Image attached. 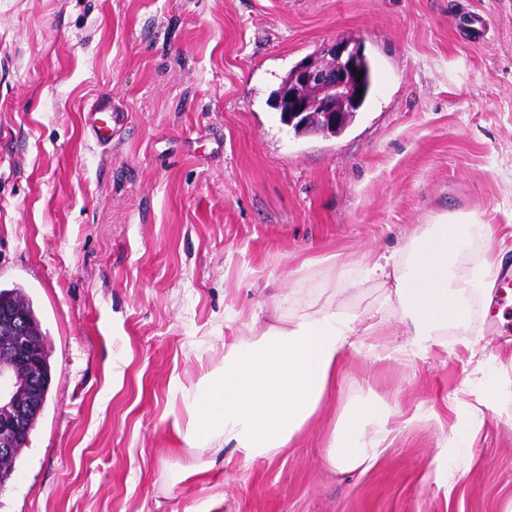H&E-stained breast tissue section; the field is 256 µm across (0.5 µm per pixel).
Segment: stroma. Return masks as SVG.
<instances>
[{"mask_svg":"<svg viewBox=\"0 0 512 512\" xmlns=\"http://www.w3.org/2000/svg\"><path fill=\"white\" fill-rule=\"evenodd\" d=\"M339 37L368 101L295 135L272 93ZM103 95L127 111L106 149L83 121ZM459 215L512 220V0H0V289L30 297L51 366L0 512H512V294L404 358L365 275ZM336 268L377 330L294 447H188L182 388L269 294ZM371 399L388 448L330 469L342 407Z\"/></svg>","mask_w":512,"mask_h":512,"instance_id":"1","label":"stroma"}]
</instances>
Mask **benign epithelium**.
I'll list each match as a JSON object with an SVG mask.
<instances>
[{
    "mask_svg": "<svg viewBox=\"0 0 512 512\" xmlns=\"http://www.w3.org/2000/svg\"><path fill=\"white\" fill-rule=\"evenodd\" d=\"M322 54L333 57L336 65L321 67L315 61L298 63L293 79L305 86L324 87L328 96L319 107L326 123L336 126L342 123L337 103H356L353 78L363 52L359 44L336 38L323 46ZM0 457L11 453L16 439L28 427L29 410L42 398L36 374L31 372L27 348L32 341L18 327L17 318L0 316Z\"/></svg>",
    "mask_w": 512,
    "mask_h": 512,
    "instance_id": "1",
    "label": "benign epithelium"
}]
</instances>
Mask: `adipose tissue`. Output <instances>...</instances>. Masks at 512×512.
I'll list each match as a JSON object with an SVG mask.
<instances>
[{
    "mask_svg": "<svg viewBox=\"0 0 512 512\" xmlns=\"http://www.w3.org/2000/svg\"><path fill=\"white\" fill-rule=\"evenodd\" d=\"M507 234L497 224L472 227L452 220L420 230L403 251L370 268V275L385 282L384 301L406 327L407 338L397 347L400 355L447 335L449 324L463 322L471 292L491 301V265L473 266L461 281L451 261L469 247L471 237L489 243ZM287 301V295H273L270 322L252 321L250 342L230 345L218 369L183 390L189 447L218 442L249 458L287 448L331 391L354 345L358 320L342 310L331 282L291 321L282 318ZM391 417L383 403L347 407L331 435L329 466L353 471L374 462L388 445Z\"/></svg>",
    "mask_w": 512,
    "mask_h": 512,
    "instance_id": "1",
    "label": "adipose tissue"
}]
</instances>
